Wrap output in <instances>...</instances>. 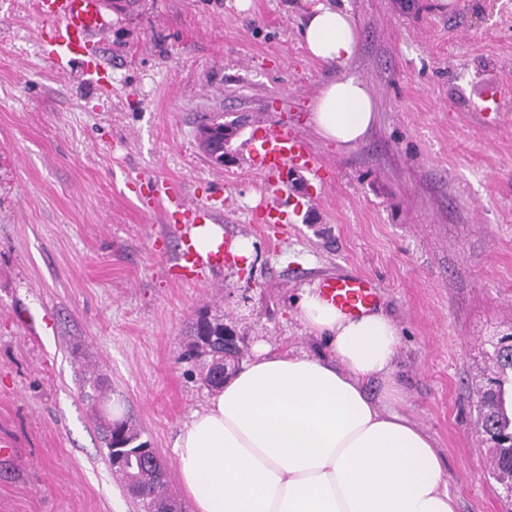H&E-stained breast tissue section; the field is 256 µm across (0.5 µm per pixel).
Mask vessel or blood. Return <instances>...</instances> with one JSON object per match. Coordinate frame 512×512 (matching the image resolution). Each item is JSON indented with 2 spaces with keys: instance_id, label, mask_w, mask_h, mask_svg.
Listing matches in <instances>:
<instances>
[{
  "instance_id": "b4317fda",
  "label": "vessel or blood",
  "mask_w": 512,
  "mask_h": 512,
  "mask_svg": "<svg viewBox=\"0 0 512 512\" xmlns=\"http://www.w3.org/2000/svg\"><path fill=\"white\" fill-rule=\"evenodd\" d=\"M36 11L45 21L39 36L41 46L58 71L81 70L99 90H107L109 76L93 54L108 27L102 0H37ZM246 154L248 167L259 178L260 191L266 196L260 214L268 224L288 221L273 199L274 193L282 189L285 173L293 169L320 178L327 172L326 166L314 157L307 138L283 125L257 122L246 144ZM149 186L154 197L165 196L173 201L172 207L165 210L164 220L175 228L180 244L167 268L168 274L183 283H205L209 273L221 268L229 257L227 248H205L196 235L197 229L214 220L219 206L180 199L170 183L157 178L150 180ZM320 286L328 302L351 316L374 308L378 302L375 283L363 274L327 277Z\"/></svg>"
}]
</instances>
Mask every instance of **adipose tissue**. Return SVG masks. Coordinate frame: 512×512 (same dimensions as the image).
Wrapping results in <instances>:
<instances>
[{
  "instance_id": "1",
  "label": "adipose tissue",
  "mask_w": 512,
  "mask_h": 512,
  "mask_svg": "<svg viewBox=\"0 0 512 512\" xmlns=\"http://www.w3.org/2000/svg\"><path fill=\"white\" fill-rule=\"evenodd\" d=\"M301 39L327 65L357 52L350 14L325 4ZM374 120V100L352 74L323 85L312 106L318 134L346 151ZM297 307L326 353L257 341L181 428L174 452L194 512H456L435 438L399 410L395 321L377 309L348 316L313 288Z\"/></svg>"
}]
</instances>
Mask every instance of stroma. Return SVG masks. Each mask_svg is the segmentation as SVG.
Segmentation results:
<instances>
[{"instance_id": "obj_1", "label": "stroma", "mask_w": 512, "mask_h": 512, "mask_svg": "<svg viewBox=\"0 0 512 512\" xmlns=\"http://www.w3.org/2000/svg\"><path fill=\"white\" fill-rule=\"evenodd\" d=\"M320 3L346 10V65L311 58L300 29ZM112 84L59 73L37 40L34 0H0V512H144L112 472L96 374L151 441L178 512L174 441L210 390L180 360L200 311L243 355L255 341L320 353L296 316L301 288L361 273L401 329V412L436 439L457 512H512L476 429L484 343L512 325V0H142L108 13ZM358 75L375 99L365 139L343 151L314 130L322 86ZM263 115L302 131L330 176L294 174L284 225L256 213L244 127L226 166L198 129ZM222 197L225 241L255 256L178 284V236L130 181Z\"/></svg>"}]
</instances>
